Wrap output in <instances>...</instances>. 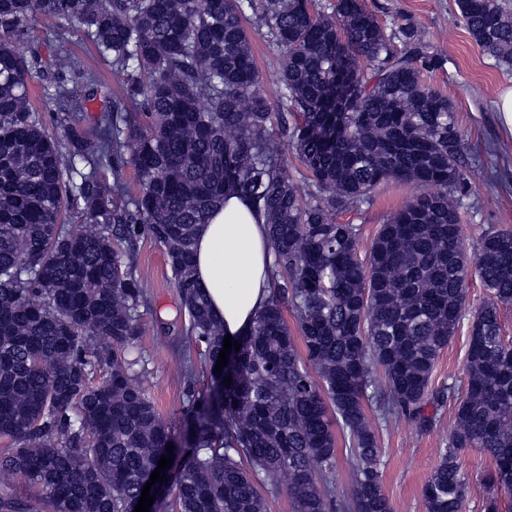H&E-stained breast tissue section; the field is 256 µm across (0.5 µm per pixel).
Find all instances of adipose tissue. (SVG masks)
Segmentation results:
<instances>
[{
    "label": "adipose tissue",
    "mask_w": 512,
    "mask_h": 512,
    "mask_svg": "<svg viewBox=\"0 0 512 512\" xmlns=\"http://www.w3.org/2000/svg\"><path fill=\"white\" fill-rule=\"evenodd\" d=\"M269 252L264 218L243 194L225 192L196 235V282L231 336L244 334L270 300Z\"/></svg>",
    "instance_id": "obj_1"
}]
</instances>
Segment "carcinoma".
Segmentation results:
<instances>
[{
    "mask_svg": "<svg viewBox=\"0 0 512 512\" xmlns=\"http://www.w3.org/2000/svg\"><path fill=\"white\" fill-rule=\"evenodd\" d=\"M459 8L483 51L512 61V15L497 0ZM39 19L64 33L78 24L123 81L125 96L87 125L96 76L72 58L46 63L31 35ZM247 20L279 55L277 113ZM439 66L417 27L387 30L365 0H0V474L38 489L0 491V512H131L173 437L137 357L148 302L130 252L144 233L163 248L188 350L215 368L224 326L197 290L194 248L227 186L268 224L272 297L209 389L190 391L188 443L171 453L180 460L160 512H264L263 486L286 490L293 512H393L379 431L399 416L426 428L427 407L448 401L455 428L425 512H466L461 448L490 456L489 488L512 489V340L500 319L512 231L463 247L473 173L451 101L421 79ZM34 71L63 114L67 151L34 106ZM71 73L82 90L68 87ZM125 163L138 181L130 200L101 175ZM388 182L424 192L363 257L361 225L336 213ZM68 213L95 227L64 228ZM474 275L490 299L471 322L466 383L434 389ZM94 337L110 346L90 351ZM339 433L349 493L335 480Z\"/></svg>",
    "mask_w": 512,
    "mask_h": 512,
    "instance_id": "carcinoma-1",
    "label": "carcinoma"
}]
</instances>
